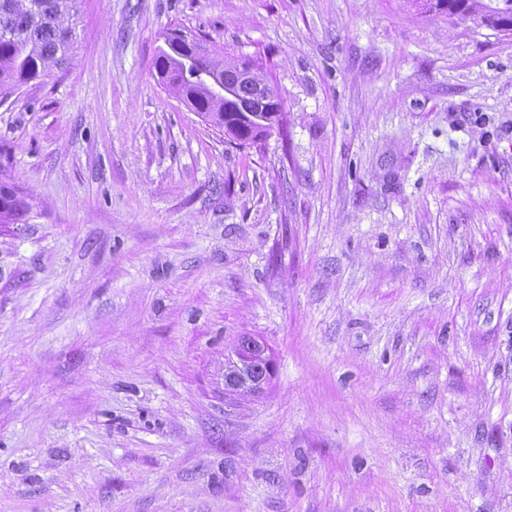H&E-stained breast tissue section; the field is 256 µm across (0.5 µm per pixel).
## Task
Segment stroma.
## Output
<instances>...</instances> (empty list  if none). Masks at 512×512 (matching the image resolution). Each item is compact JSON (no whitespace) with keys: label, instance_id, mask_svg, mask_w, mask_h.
Listing matches in <instances>:
<instances>
[{"label":"stroma","instance_id":"stroma-1","mask_svg":"<svg viewBox=\"0 0 512 512\" xmlns=\"http://www.w3.org/2000/svg\"><path fill=\"white\" fill-rule=\"evenodd\" d=\"M0 102V512H512V34L412 0H79ZM256 61L243 146L159 81ZM263 339V394L224 356Z\"/></svg>","mask_w":512,"mask_h":512}]
</instances>
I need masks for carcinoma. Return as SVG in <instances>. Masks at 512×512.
<instances>
[{"instance_id": "carcinoma-1", "label": "carcinoma", "mask_w": 512, "mask_h": 512, "mask_svg": "<svg viewBox=\"0 0 512 512\" xmlns=\"http://www.w3.org/2000/svg\"><path fill=\"white\" fill-rule=\"evenodd\" d=\"M421 7L460 17L474 16L493 28L512 18V0H414ZM77 0H0V98L63 64L71 47L72 27L67 24ZM180 29L165 34L156 68L161 82L196 112H253V88L235 83L236 67L207 50L195 52ZM233 85L234 96L224 99L214 86ZM20 201L0 185V220L17 213Z\"/></svg>"}]
</instances>
